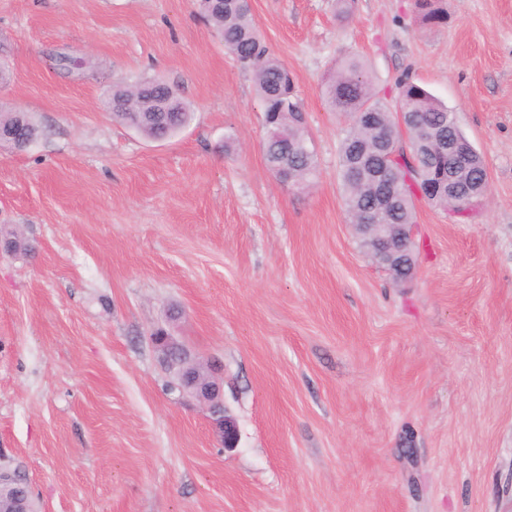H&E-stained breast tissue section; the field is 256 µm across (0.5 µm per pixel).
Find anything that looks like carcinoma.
<instances>
[{"label":"carcinoma","mask_w":512,"mask_h":512,"mask_svg":"<svg viewBox=\"0 0 512 512\" xmlns=\"http://www.w3.org/2000/svg\"><path fill=\"white\" fill-rule=\"evenodd\" d=\"M444 0H415L420 23L438 26L448 20ZM199 7L224 46L252 73L260 97L263 122L268 131L264 144L267 162L284 160L287 166L279 170L283 178L296 185H305L315 169L314 152L305 133V118L295 82L288 69L271 55L256 29L248 0H224L210 7L203 0ZM157 82L150 81L112 89L111 101L122 102L123 109L112 112L117 121L126 125L139 113L151 112L160 99ZM400 111L417 113L413 124L401 128L393 113L377 98L373 79L362 57L348 56L338 61L333 76L323 92L333 112L349 117V126L341 141L340 168L343 202L349 218L362 209H370L378 224L414 223L415 199L429 195L428 182L438 170L436 159L429 150L436 148L448 136L465 139L454 112L438 101L426 88L408 79L399 83ZM369 112L373 121L359 116ZM192 119L190 105L177 98L176 105L158 119L143 122L138 132L152 140L167 139ZM385 132L387 142L396 152L395 163L379 152V132ZM362 153L376 165L394 168L396 196L386 207L379 206L381 188L368 179H353L350 164ZM487 182L483 157L471 156L466 191H474Z\"/></svg>","instance_id":"obj_1"}]
</instances>
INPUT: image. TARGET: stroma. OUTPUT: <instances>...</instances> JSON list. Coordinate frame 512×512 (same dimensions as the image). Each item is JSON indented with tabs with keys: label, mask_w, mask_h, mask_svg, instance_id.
I'll return each mask as SVG.
<instances>
[{
	"label": "stroma",
	"mask_w": 512,
	"mask_h": 512,
	"mask_svg": "<svg viewBox=\"0 0 512 512\" xmlns=\"http://www.w3.org/2000/svg\"><path fill=\"white\" fill-rule=\"evenodd\" d=\"M251 0L298 88L317 173L280 181L252 75L197 0H0V467L41 512H512V0ZM389 106L410 77L452 109L488 195L417 200L394 282L342 200L344 55ZM158 78L190 104L145 138L104 102ZM217 361L238 439L169 387L151 335ZM443 2L444 0H415L420 23L424 26L445 24L448 14Z\"/></svg>",
	"instance_id": "1"
}]
</instances>
